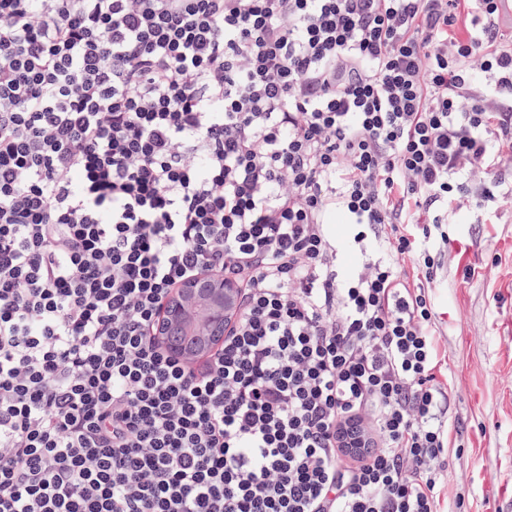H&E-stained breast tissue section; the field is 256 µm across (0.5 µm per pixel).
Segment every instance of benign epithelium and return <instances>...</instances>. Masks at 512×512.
<instances>
[{"label":"benign epithelium","mask_w":512,"mask_h":512,"mask_svg":"<svg viewBox=\"0 0 512 512\" xmlns=\"http://www.w3.org/2000/svg\"><path fill=\"white\" fill-rule=\"evenodd\" d=\"M237 298L238 289L223 277L201 274L164 302L158 335L176 353L205 351L224 335L237 311Z\"/></svg>","instance_id":"benign-epithelium-1"}]
</instances>
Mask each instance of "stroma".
<instances>
[{"label": "stroma", "mask_w": 512, "mask_h": 512, "mask_svg": "<svg viewBox=\"0 0 512 512\" xmlns=\"http://www.w3.org/2000/svg\"><path fill=\"white\" fill-rule=\"evenodd\" d=\"M453 222L464 235L449 245L432 290L461 433L448 489L464 496L468 512H512V205L492 224L469 208ZM469 265L480 276L464 278Z\"/></svg>", "instance_id": "1"}]
</instances>
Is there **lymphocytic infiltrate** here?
Masks as SVG:
<instances>
[{
	"label": "lymphocytic infiltrate",
	"instance_id": "lymphocytic-infiltrate-1",
	"mask_svg": "<svg viewBox=\"0 0 512 512\" xmlns=\"http://www.w3.org/2000/svg\"><path fill=\"white\" fill-rule=\"evenodd\" d=\"M495 13L0 0V512H461L431 291L512 199ZM206 272L239 312L189 366L157 324ZM326 222L330 225L329 231L335 244L338 243L341 246L338 251L337 262L345 268L354 269L360 261L359 255L342 247L350 234V226L345 224L341 215L334 211L327 214Z\"/></svg>",
	"mask_w": 512,
	"mask_h": 512
}]
</instances>
